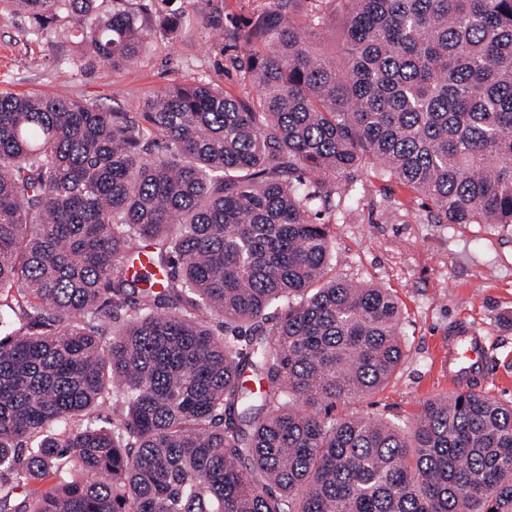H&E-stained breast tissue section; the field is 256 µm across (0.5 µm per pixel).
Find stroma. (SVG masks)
Instances as JSON below:
<instances>
[{
	"mask_svg": "<svg viewBox=\"0 0 512 512\" xmlns=\"http://www.w3.org/2000/svg\"><path fill=\"white\" fill-rule=\"evenodd\" d=\"M265 0H152L155 29L141 55L120 70L108 64L61 69L72 57V25L55 42L37 38L27 15L0 0V92L69 95L118 112H139L146 97L173 84L209 79L234 95L251 90L242 39L230 17L245 19ZM185 23L168 32L172 13ZM337 276L392 291L405 359L346 416L411 424L426 400L447 395L441 370L456 321L477 323L493 341L483 395L512 402V231L496 224H440L427 202L390 181L368 184L356 210L333 227Z\"/></svg>",
	"mask_w": 512,
	"mask_h": 512,
	"instance_id": "stroma-1",
	"label": "stroma"
}]
</instances>
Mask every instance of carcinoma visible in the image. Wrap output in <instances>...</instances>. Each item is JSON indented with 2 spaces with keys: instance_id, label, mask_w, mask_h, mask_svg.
<instances>
[{
  "instance_id": "carcinoma-1",
  "label": "carcinoma",
  "mask_w": 512,
  "mask_h": 512,
  "mask_svg": "<svg viewBox=\"0 0 512 512\" xmlns=\"http://www.w3.org/2000/svg\"><path fill=\"white\" fill-rule=\"evenodd\" d=\"M11 2L73 65L152 33L143 0ZM242 38L247 97L0 94V512H512L511 403L336 414L405 351L389 289L329 276L371 177L512 227V0H269ZM343 21L344 19L340 14L334 15L331 29L329 32L324 33L320 44V48L323 49L326 54L336 56V58L342 57L344 53L342 40L340 38V28Z\"/></svg>"
}]
</instances>
